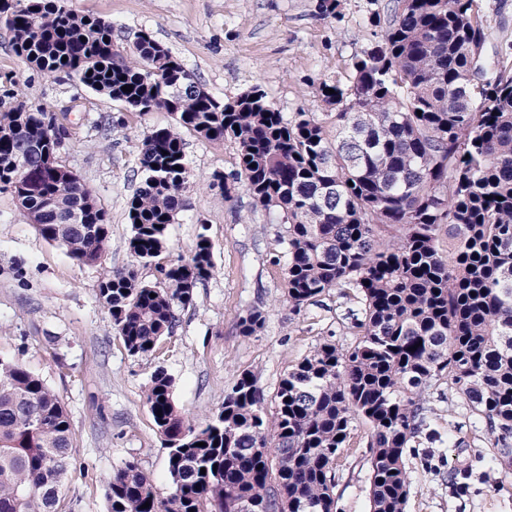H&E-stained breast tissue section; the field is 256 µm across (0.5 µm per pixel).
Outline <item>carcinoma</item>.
Wrapping results in <instances>:
<instances>
[{"instance_id":"carcinoma-1","label":"carcinoma","mask_w":512,"mask_h":512,"mask_svg":"<svg viewBox=\"0 0 512 512\" xmlns=\"http://www.w3.org/2000/svg\"><path fill=\"white\" fill-rule=\"evenodd\" d=\"M368 22L373 40L347 80L317 87L332 138L317 113L288 118L257 86L213 95L145 32L128 60L111 24L67 0L0 8L32 69L71 75L130 112L174 117L143 137L128 201L126 249L155 281L108 270L98 288L130 356L158 353L215 268L203 220L188 257L169 253L192 178L181 128L236 143V169L218 177L224 199L242 188L283 227L273 265L294 309L334 290L361 303L355 345L320 343L281 379L270 413L244 371L224 406L196 423L157 367L146 405L167 449L169 493L158 496L129 462L112 473L108 512H338L336 467L359 419L369 426V512H405L406 457L429 427L424 393L441 380L485 423L497 448L488 467L512 472V36L494 34L484 0H388ZM69 136L0 73V192L15 184L18 158L38 169L40 149L57 155ZM12 196L77 264L106 263L109 216L84 185L34 172ZM264 323L259 307L239 319L244 336ZM73 451L59 396L0 357V512H65Z\"/></svg>"}]
</instances>
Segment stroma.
Segmentation results:
<instances>
[{"label": "stroma", "instance_id": "1", "mask_svg": "<svg viewBox=\"0 0 512 512\" xmlns=\"http://www.w3.org/2000/svg\"><path fill=\"white\" fill-rule=\"evenodd\" d=\"M316 2L68 0L72 9L111 22L124 51H131L136 33L148 32L215 96L231 98L257 86L288 117L315 111L319 80L346 77L351 57L372 38L369 0H341L335 19L319 17ZM0 73L13 74L27 99L56 109L80 97L60 159L109 215L106 267H129L127 202L140 184L139 145L153 127L171 124L172 116L129 112L99 102L75 78L30 69L1 26ZM89 102L95 111H84ZM101 116L113 120L109 135L94 126ZM183 138L194 184L169 227L170 242L174 254L188 255L202 229L197 221L205 219L215 272L196 285L192 305L179 311L156 358L131 357L113 332L98 295L103 269L77 265L23 221L10 193L0 192V355L39 374L70 415L75 451L66 512H107L112 473L129 462L150 476L159 496L168 494L166 450L144 400L156 366L175 377L179 410L200 422L222 408L243 371H254L271 398L281 378L323 340L334 339L344 349L357 341L345 299L330 295L320 305L293 310L271 263L279 249L278 225L268 223L246 191L228 199L214 186V174L234 170L236 144L209 142L189 131ZM254 306L264 309L265 324L254 335H241L238 318ZM428 399L430 428L438 438L422 439L407 458L412 486L406 512H512V475L483 464L495 453L484 427L475 425L446 382L430 388ZM367 433L364 422H355L336 468L343 512H368Z\"/></svg>", "mask_w": 512, "mask_h": 512}]
</instances>
